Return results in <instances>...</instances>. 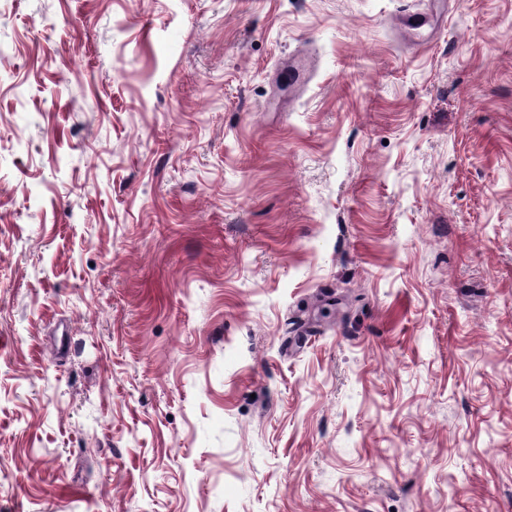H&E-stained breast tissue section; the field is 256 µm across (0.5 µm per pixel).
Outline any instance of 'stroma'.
Returning a JSON list of instances; mask_svg holds the SVG:
<instances>
[{
  "label": "stroma",
  "instance_id": "1",
  "mask_svg": "<svg viewBox=\"0 0 512 512\" xmlns=\"http://www.w3.org/2000/svg\"><path fill=\"white\" fill-rule=\"evenodd\" d=\"M0 512H512V0H0Z\"/></svg>",
  "mask_w": 512,
  "mask_h": 512
}]
</instances>
